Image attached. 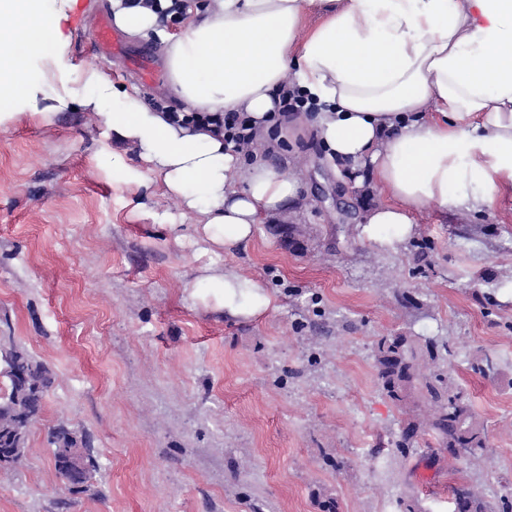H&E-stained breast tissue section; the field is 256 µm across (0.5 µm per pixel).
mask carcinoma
<instances>
[{
	"instance_id": "obj_1",
	"label": "carcinoma",
	"mask_w": 512,
	"mask_h": 512,
	"mask_svg": "<svg viewBox=\"0 0 512 512\" xmlns=\"http://www.w3.org/2000/svg\"><path fill=\"white\" fill-rule=\"evenodd\" d=\"M449 354L448 340L437 336L395 334L381 337L374 349L373 367L380 389L404 415L398 448L412 447L420 435H429L448 463L473 457L487 447V435L471 405L452 389L440 361ZM0 370L9 378L6 395L0 396V478L15 473L29 443L32 428L41 419L55 374L14 337L0 339ZM46 442L56 476H73L74 492H83L98 462L89 436L64 423L48 428ZM456 512H493L492 505L470 486L453 490Z\"/></svg>"
}]
</instances>
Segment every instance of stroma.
Instances as JSON below:
<instances>
[{
	"label": "stroma",
	"mask_w": 512,
	"mask_h": 512,
	"mask_svg": "<svg viewBox=\"0 0 512 512\" xmlns=\"http://www.w3.org/2000/svg\"><path fill=\"white\" fill-rule=\"evenodd\" d=\"M109 13L91 0L73 16L72 61L159 94L156 49L125 38L100 53ZM100 140L79 110L0 130V336L56 373L25 458L0 480V512H321L327 499L338 512H453L461 484L512 512L511 200L478 214L429 206L413 239L378 248L345 230L360 220L359 188H378L336 173L296 128L274 163L299 176L304 205L212 253L190 225L150 218L177 209L161 183L136 195L113 184L94 160ZM278 222L305 227L303 250ZM208 263L260 282L270 308L231 319L194 301ZM392 333L447 337L444 369L488 434L476 458L449 468L428 436L395 448L401 413L373 368ZM487 357L491 379L473 370ZM59 423L90 437L99 469L86 492L55 475L46 432Z\"/></svg>",
	"instance_id": "stroma-1"
}]
</instances>
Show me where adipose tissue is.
<instances>
[{
    "label": "adipose tissue",
    "instance_id": "1",
    "mask_svg": "<svg viewBox=\"0 0 512 512\" xmlns=\"http://www.w3.org/2000/svg\"><path fill=\"white\" fill-rule=\"evenodd\" d=\"M79 2L0 0V129L88 112L113 182L160 178L209 249L245 245L257 224L302 203L300 180L269 159L277 129L311 126L349 176L366 170L382 198L360 233L382 247L413 238V215L429 205L479 212L512 195V0H110L114 26L159 50L155 104L71 62L64 27ZM312 12L321 21L308 29ZM284 87L313 116L280 115ZM227 112L252 120L247 154L208 121ZM200 281L194 300L231 318L272 304L231 269L204 266Z\"/></svg>",
    "mask_w": 512,
    "mask_h": 512
}]
</instances>
